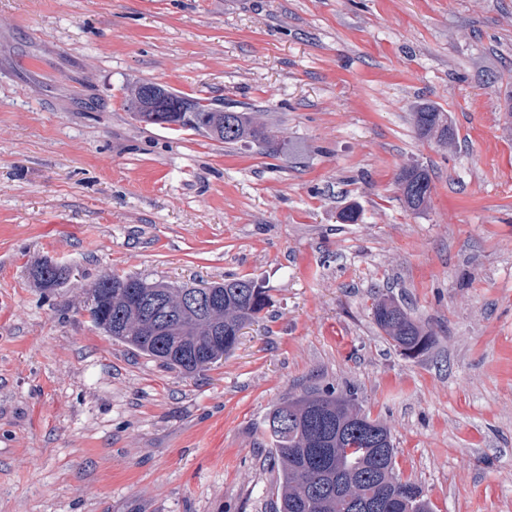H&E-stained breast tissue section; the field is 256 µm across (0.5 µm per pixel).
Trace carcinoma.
<instances>
[{"label": "carcinoma", "instance_id": "1", "mask_svg": "<svg viewBox=\"0 0 512 512\" xmlns=\"http://www.w3.org/2000/svg\"><path fill=\"white\" fill-rule=\"evenodd\" d=\"M171 96L181 102L183 111L169 113L164 128L180 132L209 126L208 135L216 140H249L265 146L272 156L283 155L276 136L249 113L216 112L211 103L189 102L180 93ZM411 117L421 138L442 144L454 138L447 115L431 104H417ZM396 182L406 208L416 212L427 205L431 177L426 169L403 167ZM32 277L38 287L50 290L63 284L67 275L64 267L46 260L33 268ZM187 290L219 292L224 305L185 309L182 295ZM92 302L105 307L112 323L124 330L117 340L170 368L196 373L210 369L234 349L238 332L259 318L270 297L253 278L229 277L188 288L106 273L94 285ZM374 318L407 357L425 353L434 343V337L392 301L376 303ZM219 326L224 328V342L213 343L211 334ZM264 431L281 467L278 512H356L351 501L366 497L379 502L377 512H433L422 487L396 473L395 448L383 453L377 447L378 438L391 436L390 430L363 413L350 390H311L279 402L268 412Z\"/></svg>", "mask_w": 512, "mask_h": 512}]
</instances>
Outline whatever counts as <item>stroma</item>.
<instances>
[{
	"instance_id": "stroma-1",
	"label": "stroma",
	"mask_w": 512,
	"mask_h": 512,
	"mask_svg": "<svg viewBox=\"0 0 512 512\" xmlns=\"http://www.w3.org/2000/svg\"><path fill=\"white\" fill-rule=\"evenodd\" d=\"M145 80L286 157L135 120ZM112 272L271 303L187 375L92 325ZM382 298L430 350L393 346ZM314 388L356 392L434 512H512V0H0V512H276L264 420ZM413 128L421 138L434 139L438 143L448 144L454 138L448 117L437 107L428 103H419L411 113ZM403 201L409 210L416 212L423 209L431 193V177L429 172L417 165L403 167L396 175ZM45 273L48 274L47 277H45ZM66 273L67 271L64 267L46 260L33 268L32 277L39 288L51 290L63 284L67 278ZM374 318L393 345L407 357L425 353L434 343V337L393 301L376 303Z\"/></svg>"
}]
</instances>
